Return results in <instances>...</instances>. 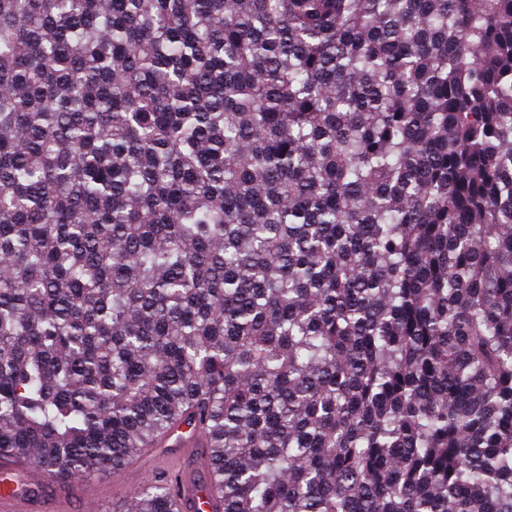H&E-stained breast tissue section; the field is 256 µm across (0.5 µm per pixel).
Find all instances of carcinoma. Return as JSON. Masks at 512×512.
Returning <instances> with one entry per match:
<instances>
[{
  "label": "carcinoma",
  "instance_id": "cac0c4a2",
  "mask_svg": "<svg viewBox=\"0 0 512 512\" xmlns=\"http://www.w3.org/2000/svg\"><path fill=\"white\" fill-rule=\"evenodd\" d=\"M191 421L220 512H512V0H0V452Z\"/></svg>",
  "mask_w": 512,
  "mask_h": 512
}]
</instances>
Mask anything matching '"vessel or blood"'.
Masks as SVG:
<instances>
[{"mask_svg":"<svg viewBox=\"0 0 512 512\" xmlns=\"http://www.w3.org/2000/svg\"><path fill=\"white\" fill-rule=\"evenodd\" d=\"M202 432L187 426L172 429L158 450L129 470L143 479L169 483L182 512H219V499L209 492ZM67 493L51 494L48 481L28 460L0 455V512H73Z\"/></svg>","mask_w":512,"mask_h":512,"instance_id":"1","label":"vessel or blood"}]
</instances>
